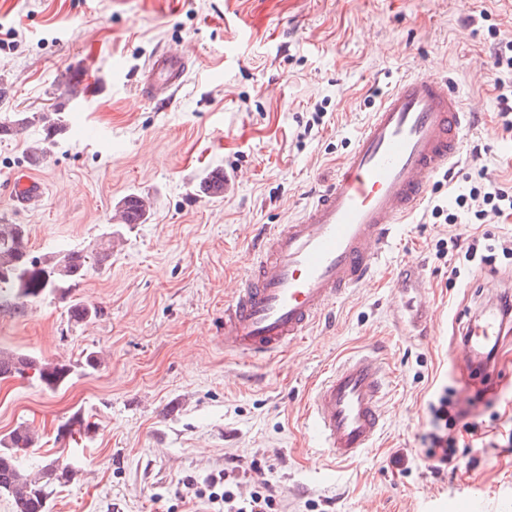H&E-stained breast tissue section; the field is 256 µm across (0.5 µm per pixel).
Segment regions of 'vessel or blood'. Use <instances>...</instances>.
<instances>
[{
    "instance_id": "obj_1",
    "label": "vessel or blood",
    "mask_w": 512,
    "mask_h": 512,
    "mask_svg": "<svg viewBox=\"0 0 512 512\" xmlns=\"http://www.w3.org/2000/svg\"><path fill=\"white\" fill-rule=\"evenodd\" d=\"M193 63L164 48L142 71L141 97L169 104ZM475 114L447 77L423 69L386 92L335 176L294 222L263 233L251 268L224 305V350L252 361L287 352L348 289L361 287L394 228L423 205L429 183L458 162ZM13 199L26 206L44 188L11 176ZM505 329L500 306L472 323L463 358L481 363ZM387 375L377 356H353L317 387L307 421L331 466L358 459L383 428Z\"/></svg>"
}]
</instances>
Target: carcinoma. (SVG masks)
Wrapping results in <instances>:
<instances>
[{
  "instance_id": "carcinoma-1",
  "label": "carcinoma",
  "mask_w": 512,
  "mask_h": 512,
  "mask_svg": "<svg viewBox=\"0 0 512 512\" xmlns=\"http://www.w3.org/2000/svg\"><path fill=\"white\" fill-rule=\"evenodd\" d=\"M43 124L45 140L50 141L65 131L63 121L41 112H15L0 121V137L17 136L35 124ZM29 229L25 224H0V309L24 311L25 302L52 291L65 294L77 287L88 271L89 256L81 251L52 253L33 257L29 251ZM69 320L79 324L99 315L90 305L77 301L68 309ZM102 365L96 351L83 354L74 362H42L14 350L0 348V377L34 370V377L47 389L67 385L75 376L95 371ZM35 433L19 424L0 437V494L10 497L14 512H50V498L55 487L74 478L67 463L53 465L47 460L28 470L20 462L19 452L34 447Z\"/></svg>"
}]
</instances>
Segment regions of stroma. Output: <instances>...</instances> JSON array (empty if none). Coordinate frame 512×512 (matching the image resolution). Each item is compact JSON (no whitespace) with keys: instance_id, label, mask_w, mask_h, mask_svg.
Instances as JSON below:
<instances>
[{"instance_id":"1","label":"stroma","mask_w":512,"mask_h":512,"mask_svg":"<svg viewBox=\"0 0 512 512\" xmlns=\"http://www.w3.org/2000/svg\"><path fill=\"white\" fill-rule=\"evenodd\" d=\"M512 38V0H0V117L61 114L0 138V224H24L33 255L71 250L109 257L67 297L48 294L23 313L0 310V347L41 361L99 352L98 371L49 390L32 377L0 379V436L26 423L39 437L22 459L66 457L73 481L50 512H221L211 482L230 463L258 461L283 488V512H437L472 495L482 512H512V339L488 383L451 351L512 266L460 262L443 251L474 234L473 214L432 216L479 168L512 186V135L482 66ZM197 58L167 106L136 81L159 46ZM432 64L477 112L464 158L433 178L424 207L399 225L363 287L350 289L308 338L272 361L225 353L224 303L269 224H287L336 173L388 81ZM82 80L66 94L71 72ZM213 170L223 195L198 191ZM44 182L43 200L13 207L7 180ZM130 193L148 195L146 223L116 224ZM424 271L431 319L418 334L397 321L396 283ZM80 301L97 318L70 323ZM391 374L385 427L355 462L328 469L306 424L314 386L356 353ZM439 387L481 434L455 428L452 472L430 473L419 437ZM93 423L59 438L71 418ZM39 123L43 124L46 141L52 140L66 129L60 116L51 118V116L41 112H16L8 119L0 121V137L17 136L29 127Z\"/></svg>"}]
</instances>
